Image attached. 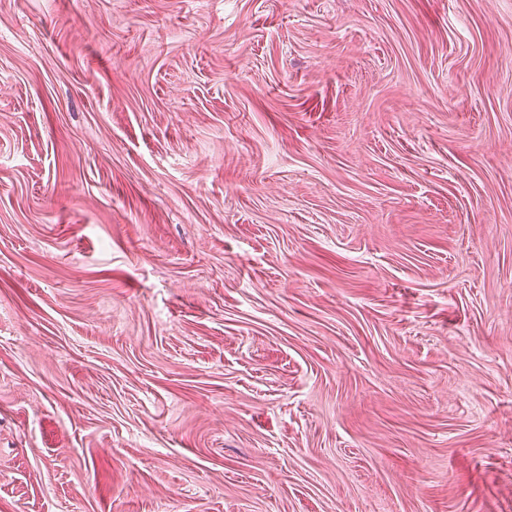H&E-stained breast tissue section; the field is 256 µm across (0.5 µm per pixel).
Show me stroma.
<instances>
[{
	"label": "stroma",
	"mask_w": 512,
	"mask_h": 512,
	"mask_svg": "<svg viewBox=\"0 0 512 512\" xmlns=\"http://www.w3.org/2000/svg\"><path fill=\"white\" fill-rule=\"evenodd\" d=\"M0 512H512V0H0Z\"/></svg>",
	"instance_id": "obj_1"
}]
</instances>
